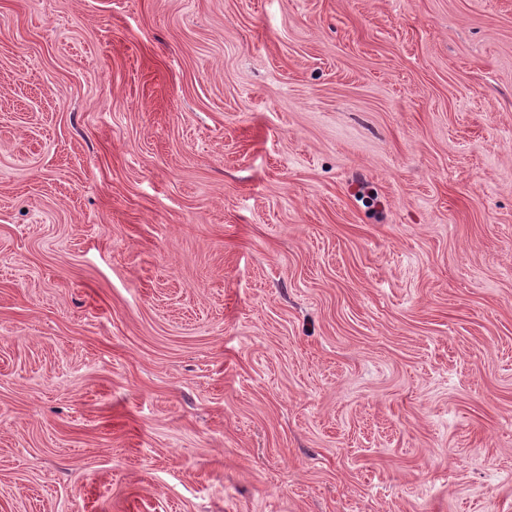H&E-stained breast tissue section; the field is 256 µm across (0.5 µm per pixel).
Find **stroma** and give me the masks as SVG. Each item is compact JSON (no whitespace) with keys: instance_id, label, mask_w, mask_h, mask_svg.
I'll list each match as a JSON object with an SVG mask.
<instances>
[{"instance_id":"obj_1","label":"stroma","mask_w":512,"mask_h":512,"mask_svg":"<svg viewBox=\"0 0 512 512\" xmlns=\"http://www.w3.org/2000/svg\"><path fill=\"white\" fill-rule=\"evenodd\" d=\"M0 512H512V0H0Z\"/></svg>"}]
</instances>
